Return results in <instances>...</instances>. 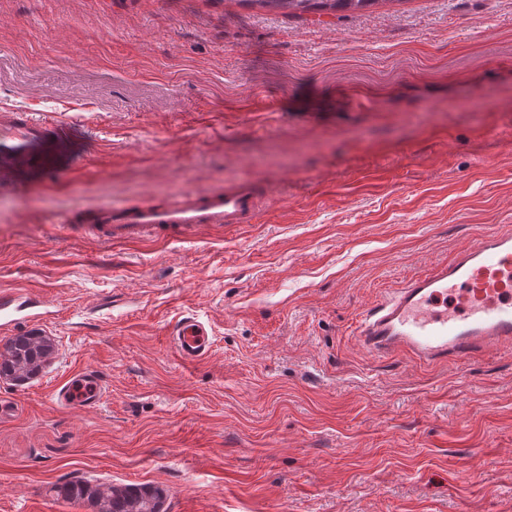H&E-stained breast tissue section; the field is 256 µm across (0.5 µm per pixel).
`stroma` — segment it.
Masks as SVG:
<instances>
[{
  "label": "stroma",
  "instance_id": "35a3bbf8",
  "mask_svg": "<svg viewBox=\"0 0 512 512\" xmlns=\"http://www.w3.org/2000/svg\"><path fill=\"white\" fill-rule=\"evenodd\" d=\"M55 112L64 166L0 178V291L57 348L0 380V512H91L54 486L164 489L166 512H512V349L424 366L363 313L512 228V0L342 18L240 0H0V108ZM230 179L250 224L107 242L65 216ZM193 318L210 350L170 342ZM97 368L94 410L55 389ZM40 301L28 292L7 291L0 295V330H9L17 321L16 316L39 306Z\"/></svg>",
  "mask_w": 512,
  "mask_h": 512
}]
</instances>
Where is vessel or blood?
<instances>
[{
  "mask_svg": "<svg viewBox=\"0 0 512 512\" xmlns=\"http://www.w3.org/2000/svg\"><path fill=\"white\" fill-rule=\"evenodd\" d=\"M69 136L62 118L34 112L0 110V163L21 160L29 176L59 170L57 147ZM266 190L250 181H229L219 191L189 192L162 203L102 206L91 212L81 231L106 241L136 242L160 229L186 231L199 225L248 224L256 217ZM39 304L27 292L0 294V330ZM359 345L379 356L404 355L421 365L464 362L475 355L512 345V230L484 235L452 259L434 264L366 311L356 329ZM180 357L195 361L210 350L205 325L182 322L172 338ZM105 387L88 368L59 386L56 398L92 409Z\"/></svg>",
  "mask_w": 512,
  "mask_h": 512,
  "instance_id": "vessel-or-blood-1",
  "label": "vessel or blood"
}]
</instances>
